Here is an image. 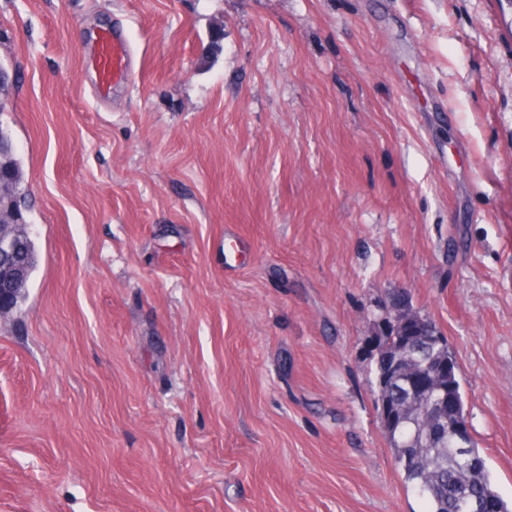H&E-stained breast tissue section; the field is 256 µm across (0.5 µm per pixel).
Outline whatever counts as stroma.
Masks as SVG:
<instances>
[{
	"label": "stroma",
	"instance_id": "1",
	"mask_svg": "<svg viewBox=\"0 0 512 512\" xmlns=\"http://www.w3.org/2000/svg\"><path fill=\"white\" fill-rule=\"evenodd\" d=\"M0 64L37 251L0 512H424L377 406L396 291L512 502V0H0ZM91 64L98 76L101 92L122 82L128 74L129 49L126 41L116 33L105 31L97 38Z\"/></svg>",
	"mask_w": 512,
	"mask_h": 512
}]
</instances>
